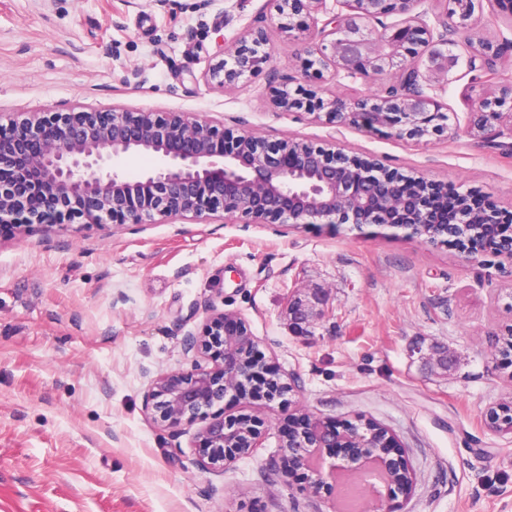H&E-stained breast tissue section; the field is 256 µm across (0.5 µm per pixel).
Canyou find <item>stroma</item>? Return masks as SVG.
<instances>
[{
  "mask_svg": "<svg viewBox=\"0 0 512 512\" xmlns=\"http://www.w3.org/2000/svg\"><path fill=\"white\" fill-rule=\"evenodd\" d=\"M0 0V113L49 107L201 113L268 140L381 160L512 210V125L401 139L273 111L262 72L225 90L191 77L273 9L271 0ZM279 75L310 47L269 29ZM328 314L307 335L288 302ZM236 312L264 359L302 382L291 403L226 395L225 414L268 424L222 473L195 464L201 422L160 430L144 412L158 374L190 369L185 335L208 305ZM512 336V261L350 225L186 217L87 225L0 244V512H336L271 475L292 418L380 425L413 477L394 512H512V432L487 411L512 399L492 336Z\"/></svg>",
  "mask_w": 512,
  "mask_h": 512,
  "instance_id": "stroma-1",
  "label": "stroma"
}]
</instances>
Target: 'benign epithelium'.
<instances>
[{
  "label": "benign epithelium",
  "instance_id": "obj_1",
  "mask_svg": "<svg viewBox=\"0 0 512 512\" xmlns=\"http://www.w3.org/2000/svg\"><path fill=\"white\" fill-rule=\"evenodd\" d=\"M276 16L260 18L226 51V57L201 75L208 86L224 89L244 76L271 67L264 23L293 37L315 42L296 74L273 94L284 112H305L317 120L370 131L387 130L401 138L422 140L438 133L452 136L459 126L437 99V87L422 84L416 51L427 52L431 77L447 75L459 58L448 46L462 35L471 48L466 66L472 73L466 112L479 115L480 131L492 130L504 118L512 120V87L493 97L472 96L476 88L497 78L498 62L512 51V40L494 45L472 28L478 0H447L451 24L438 19L430 26L413 14L421 0H336L350 13L333 12L326 0H274ZM327 15L321 21L317 14ZM403 19L390 22L388 18ZM331 62L346 78L366 79L399 69L397 80L372 98L348 100L324 97L318 84ZM217 125L210 118L184 112L110 110L53 112L44 109L29 117L0 122V243L23 240L35 229L82 225L154 224L188 215L204 219L218 212L250 224H350L363 232L377 226L431 245L451 243L471 250L472 241L458 235L448 219L434 215L443 184L416 177L412 195L400 194L402 173L377 159L350 156L340 149L317 147L296 137L268 141L240 128ZM147 156L154 165L129 176L114 166L122 158ZM460 207L474 224L492 228L499 252L512 258V213L483 210L460 195ZM290 325L299 334L310 311L299 300L288 307ZM255 339L242 318L211 308L197 332L182 340L184 354H207L219 363L213 373L199 363L155 377L144 396V409L157 425L177 432L201 417L206 424L195 444L196 465L222 472L262 444L265 422L252 415L226 417L212 411L228 392L243 399L271 404L300 390L294 372L275 373L254 354ZM512 402L490 409L488 426L512 432ZM397 447L388 430L371 425H336L310 415L288 430L270 471L286 485L299 476L304 489L317 492L341 474L361 475L373 465L383 485L406 495L409 473L390 454ZM313 448H341L344 462L328 468L313 465ZM360 512H390L382 492H360Z\"/></svg>",
  "mask_w": 512,
  "mask_h": 512
}]
</instances>
